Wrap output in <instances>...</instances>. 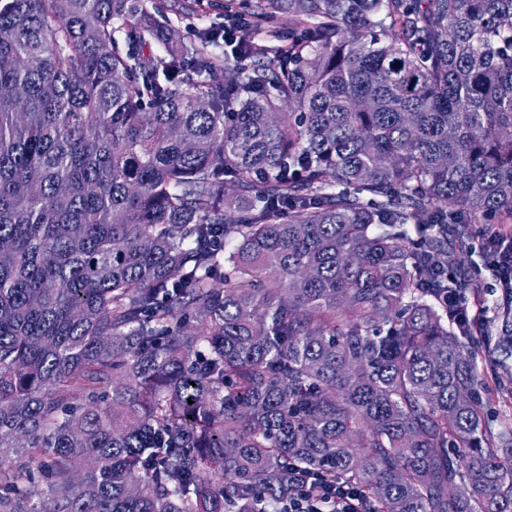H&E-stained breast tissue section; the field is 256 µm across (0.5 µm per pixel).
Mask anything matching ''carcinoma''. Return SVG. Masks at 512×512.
<instances>
[{
	"instance_id": "obj_1",
	"label": "carcinoma",
	"mask_w": 512,
	"mask_h": 512,
	"mask_svg": "<svg viewBox=\"0 0 512 512\" xmlns=\"http://www.w3.org/2000/svg\"><path fill=\"white\" fill-rule=\"evenodd\" d=\"M234 2L227 84L165 0H0V512H512L445 303L512 224V0ZM320 481L323 493L318 497L306 494L288 496V504L281 511L285 512H367L366 502L360 492L340 479L323 480L321 475L314 478Z\"/></svg>"
}]
</instances>
